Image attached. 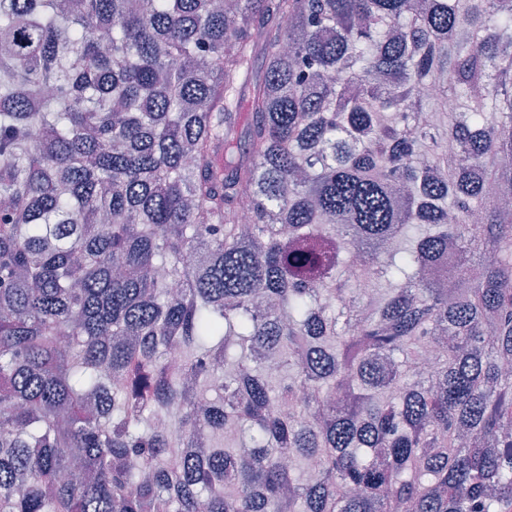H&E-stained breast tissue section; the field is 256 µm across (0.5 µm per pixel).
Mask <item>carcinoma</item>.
I'll return each instance as SVG.
<instances>
[{"label":"carcinoma","mask_w":512,"mask_h":512,"mask_svg":"<svg viewBox=\"0 0 512 512\" xmlns=\"http://www.w3.org/2000/svg\"><path fill=\"white\" fill-rule=\"evenodd\" d=\"M230 2L0 0V512H512V0Z\"/></svg>","instance_id":"obj_1"}]
</instances>
